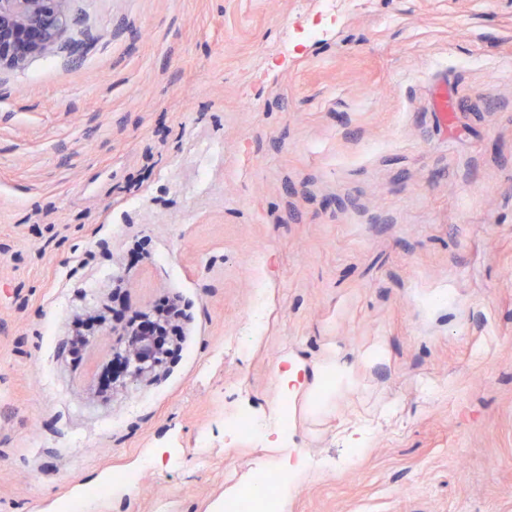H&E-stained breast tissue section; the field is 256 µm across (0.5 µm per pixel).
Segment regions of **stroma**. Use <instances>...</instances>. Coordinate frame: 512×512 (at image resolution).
Wrapping results in <instances>:
<instances>
[{"label": "stroma", "instance_id": "stroma-1", "mask_svg": "<svg viewBox=\"0 0 512 512\" xmlns=\"http://www.w3.org/2000/svg\"><path fill=\"white\" fill-rule=\"evenodd\" d=\"M69 12L0 69V512H224L298 451L287 512H512V0ZM162 297V374L98 393L74 320ZM289 364L287 439L225 447Z\"/></svg>", "mask_w": 512, "mask_h": 512}]
</instances>
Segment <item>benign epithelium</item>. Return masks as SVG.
I'll list each match as a JSON object with an SVG mask.
<instances>
[{
	"instance_id": "obj_1",
	"label": "benign epithelium",
	"mask_w": 512,
	"mask_h": 512,
	"mask_svg": "<svg viewBox=\"0 0 512 512\" xmlns=\"http://www.w3.org/2000/svg\"><path fill=\"white\" fill-rule=\"evenodd\" d=\"M70 22L68 0H0V68L21 69L35 56L51 50ZM155 316L146 308L119 322L98 321V335L118 336L121 355L129 365L132 380H154L160 376L156 362L159 348L154 337L144 334L137 323Z\"/></svg>"
}]
</instances>
